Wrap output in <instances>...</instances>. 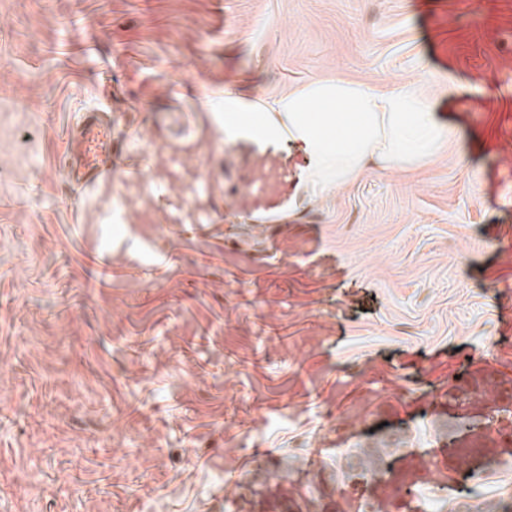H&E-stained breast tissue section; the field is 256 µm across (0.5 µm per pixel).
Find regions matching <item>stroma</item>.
<instances>
[{"label":"stroma","mask_w":512,"mask_h":512,"mask_svg":"<svg viewBox=\"0 0 512 512\" xmlns=\"http://www.w3.org/2000/svg\"><path fill=\"white\" fill-rule=\"evenodd\" d=\"M426 70L455 137L412 172L314 197L224 128L228 88ZM104 104L141 168L85 190L59 159ZM0 169V512H498L512 0H0Z\"/></svg>","instance_id":"35a3bbf8"}]
</instances>
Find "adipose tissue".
I'll return each instance as SVG.
<instances>
[{"label": "adipose tissue", "instance_id": "ef3b65f1", "mask_svg": "<svg viewBox=\"0 0 512 512\" xmlns=\"http://www.w3.org/2000/svg\"><path fill=\"white\" fill-rule=\"evenodd\" d=\"M263 135L287 131L309 159L305 190L319 196L355 181L368 165L410 170L436 158L454 132L426 97L404 85L368 86L324 79L277 100L259 125Z\"/></svg>", "mask_w": 512, "mask_h": 512}]
</instances>
